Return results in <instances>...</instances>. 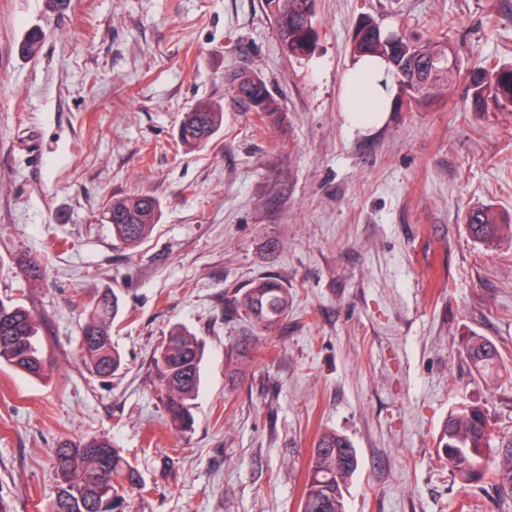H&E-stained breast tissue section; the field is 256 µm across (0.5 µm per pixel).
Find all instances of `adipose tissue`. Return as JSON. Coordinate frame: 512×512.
Returning a JSON list of instances; mask_svg holds the SVG:
<instances>
[{"mask_svg": "<svg viewBox=\"0 0 512 512\" xmlns=\"http://www.w3.org/2000/svg\"><path fill=\"white\" fill-rule=\"evenodd\" d=\"M343 112L353 129L383 125L391 109L390 67L379 57H360L353 61L342 78Z\"/></svg>", "mask_w": 512, "mask_h": 512, "instance_id": "1", "label": "adipose tissue"}]
</instances>
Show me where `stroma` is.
<instances>
[{"label": "stroma", "mask_w": 512, "mask_h": 512, "mask_svg": "<svg viewBox=\"0 0 512 512\" xmlns=\"http://www.w3.org/2000/svg\"><path fill=\"white\" fill-rule=\"evenodd\" d=\"M368 17L443 36L461 75L429 107L392 83L387 121L361 132L345 125L341 81ZM314 21V49L295 58L263 0H0V299L33 313L52 362L42 379L0 365L12 512H44L61 440L102 435L140 472L136 512H300L325 429L358 453L348 512H512L435 447L462 404L512 436V238L488 250L464 222L475 206L512 218V112L463 106L465 71L512 66V0H314ZM33 26L43 46L24 58ZM244 76L266 82L276 122L236 97ZM203 103L224 122L191 150L178 129ZM137 194L160 213L131 249L103 214ZM267 275L287 287L288 317L230 376L225 351L248 325L224 299ZM112 293L124 366L103 381L78 347ZM177 326L204 346L184 434L155 363ZM474 334L496 343L497 380L466 359Z\"/></svg>", "instance_id": "stroma-1"}]
</instances>
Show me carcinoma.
Instances as JSON below:
<instances>
[{
    "instance_id": "obj_1",
    "label": "carcinoma",
    "mask_w": 512,
    "mask_h": 512,
    "mask_svg": "<svg viewBox=\"0 0 512 512\" xmlns=\"http://www.w3.org/2000/svg\"><path fill=\"white\" fill-rule=\"evenodd\" d=\"M275 5L273 18L282 48L294 57L308 55L318 32L313 22L314 0H264ZM41 30H29L18 44V52L30 57L41 48ZM353 56L373 55L388 60L408 96V102L428 107L452 88L460 70L450 56L448 43L436 37L406 38L387 33L372 19L362 20L352 37ZM468 98L475 112L489 105L501 111L512 109V68L479 66L467 73ZM248 107L274 121L279 104L260 78L247 77L237 87ZM223 113L211 105H198L187 113L178 130L182 144L200 148L220 129ZM160 203L146 195H132L112 201L106 213L114 235L134 247L156 223ZM471 237L491 246L503 232L512 235L511 224H501L489 207L475 208L466 215ZM120 311L116 295H103L93 305L83 328L79 351L88 371L109 378L122 367L112 346L111 326ZM226 312L242 315L252 334L230 347L227 360L243 371L256 333L270 331L288 317V288L273 277H262L227 299ZM466 358L481 378L499 375V352L483 336H470L464 347ZM202 346L183 328L173 329L156 358L171 425L187 433L194 426V400L199 388ZM0 363L34 378L48 376L41 336L35 319L26 308L0 301ZM440 460L463 482L489 477L499 500H512V437L494 433L487 415L475 405L451 410L436 440ZM357 452L351 441L335 430L322 431L311 449L308 472L301 498V512H347L343 489L358 469ZM58 477L55 496L46 512H132L130 493L141 488L138 471L107 438L64 440L54 449Z\"/></svg>"
}]
</instances>
